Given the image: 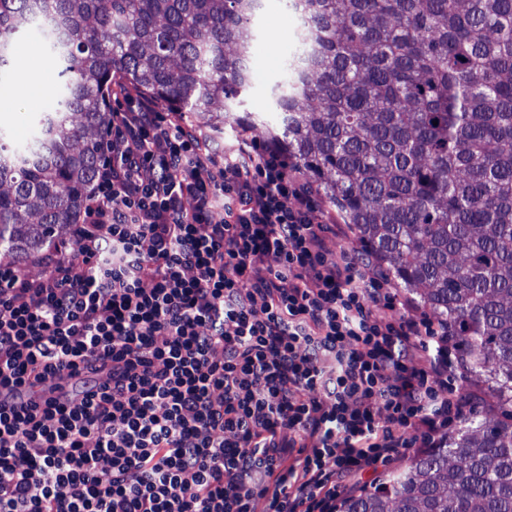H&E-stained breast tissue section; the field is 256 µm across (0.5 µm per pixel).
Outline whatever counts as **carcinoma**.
Returning a JSON list of instances; mask_svg holds the SVG:
<instances>
[{"mask_svg":"<svg viewBox=\"0 0 512 512\" xmlns=\"http://www.w3.org/2000/svg\"><path fill=\"white\" fill-rule=\"evenodd\" d=\"M262 0H0V72L23 34L59 69L32 135L0 127V253L76 223L118 78L208 113L252 84ZM300 51L268 128L410 301L448 326L475 412L339 512H512V0H291ZM7 189H2V186Z\"/></svg>","mask_w":512,"mask_h":512,"instance_id":"obj_1","label":"carcinoma"}]
</instances>
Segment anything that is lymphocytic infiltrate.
<instances>
[{
    "label": "lymphocytic infiltrate",
    "instance_id": "lymphocytic-infiltrate-1",
    "mask_svg": "<svg viewBox=\"0 0 512 512\" xmlns=\"http://www.w3.org/2000/svg\"><path fill=\"white\" fill-rule=\"evenodd\" d=\"M116 93L71 236L37 278L0 267V512H336L467 417L450 336L325 251L341 227L279 145L220 152Z\"/></svg>",
    "mask_w": 512,
    "mask_h": 512
}]
</instances>
